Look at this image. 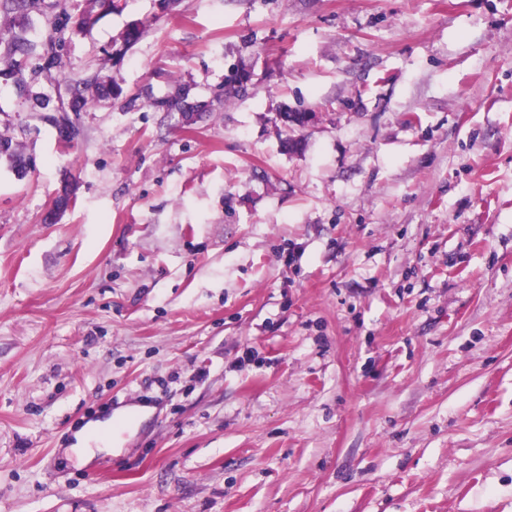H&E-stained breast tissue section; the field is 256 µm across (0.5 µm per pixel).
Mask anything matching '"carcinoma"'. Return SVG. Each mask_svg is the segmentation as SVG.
<instances>
[{
    "instance_id": "obj_1",
    "label": "carcinoma",
    "mask_w": 512,
    "mask_h": 512,
    "mask_svg": "<svg viewBox=\"0 0 512 512\" xmlns=\"http://www.w3.org/2000/svg\"><path fill=\"white\" fill-rule=\"evenodd\" d=\"M57 13L45 18L48 34L30 40L14 31V27L0 22V77L11 81L16 97L31 109L45 113L44 119L58 132L66 144L78 140L81 134L78 118L71 113L82 111L96 98L110 92V88L96 76L69 85V107L53 103L52 96L34 90V82L42 77L53 79V73L63 67L66 38L86 33L100 18L102 0H57ZM41 10V0H0V16L20 13L27 15ZM248 76L243 73L224 81L220 102L229 104L241 96ZM189 89L177 87L173 92L146 101L156 112H197L199 106L186 103ZM13 167L21 164L13 140L0 135V158Z\"/></svg>"
}]
</instances>
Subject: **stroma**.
I'll return each mask as SVG.
<instances>
[{
  "label": "stroma",
  "instance_id": "1",
  "mask_svg": "<svg viewBox=\"0 0 512 512\" xmlns=\"http://www.w3.org/2000/svg\"><path fill=\"white\" fill-rule=\"evenodd\" d=\"M64 54L117 90L75 146L0 80V512H512V0H127ZM189 95V89L184 86L177 87L173 92L160 98H151L146 101L147 106L156 112H189L193 113V119L196 120L199 108H206L208 105L190 106L186 103Z\"/></svg>",
  "mask_w": 512,
  "mask_h": 512
}]
</instances>
